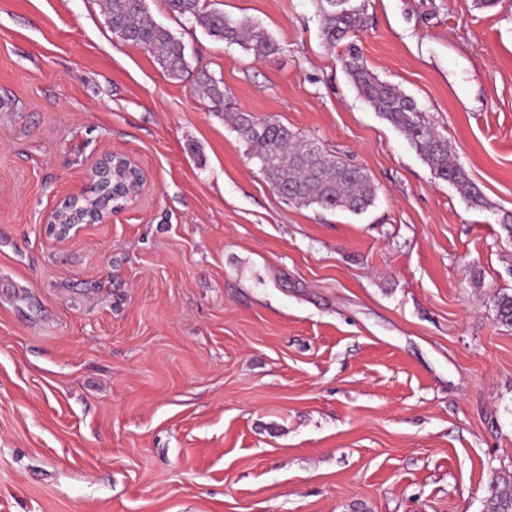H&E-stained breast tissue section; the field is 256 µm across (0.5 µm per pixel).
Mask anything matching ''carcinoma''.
I'll use <instances>...</instances> for the list:
<instances>
[{
	"label": "carcinoma",
	"mask_w": 512,
	"mask_h": 512,
	"mask_svg": "<svg viewBox=\"0 0 512 512\" xmlns=\"http://www.w3.org/2000/svg\"><path fill=\"white\" fill-rule=\"evenodd\" d=\"M322 33L334 46L360 30L365 24L364 6H345L325 0ZM168 10L192 19L209 36L238 44L257 58L277 50L269 34L247 19L235 20L205 9L201 0H165ZM107 23L124 43L135 45L155 57L172 79L187 68L183 46L147 13L144 0H105ZM345 71L359 95L390 124L403 132L420 153L435 178L453 184L471 204L482 203V195L468 174L449 159L448 142L438 137L419 115L415 101L396 86L383 82L363 63L361 51L347 43L343 58ZM200 95L212 111L230 114L234 127L247 146L250 158L257 161L265 180L284 198L300 205H316L327 211L365 212L376 198L374 185L360 167L346 164L313 143L301 140L288 127L272 120L259 121L250 113L233 110L224 83L202 71L197 77ZM124 169H107L96 179V197L82 200L95 206L112 197V186L129 182ZM498 323L512 329V293L501 292L494 300ZM494 512H512V481L489 485Z\"/></svg>",
	"instance_id": "1"
}]
</instances>
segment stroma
<instances>
[{
    "label": "stroma",
    "mask_w": 512,
    "mask_h": 512,
    "mask_svg": "<svg viewBox=\"0 0 512 512\" xmlns=\"http://www.w3.org/2000/svg\"><path fill=\"white\" fill-rule=\"evenodd\" d=\"M484 204L361 98L321 0H204L254 58L145 0L170 78L101 0H0V512H491L512 480V0H352ZM223 82L361 167L364 213L287 201L197 92ZM129 155L140 196L75 237L48 215ZM489 492L494 512H512V481L492 482Z\"/></svg>",
    "instance_id": "1"
}]
</instances>
